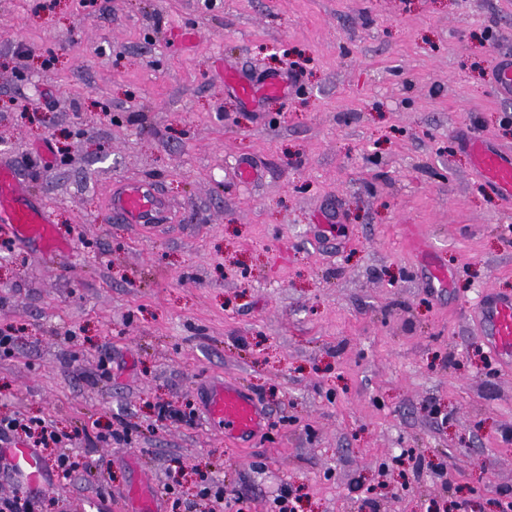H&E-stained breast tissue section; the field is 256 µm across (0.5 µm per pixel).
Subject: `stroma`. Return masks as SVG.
Here are the masks:
<instances>
[{
    "label": "stroma",
    "mask_w": 512,
    "mask_h": 512,
    "mask_svg": "<svg viewBox=\"0 0 512 512\" xmlns=\"http://www.w3.org/2000/svg\"><path fill=\"white\" fill-rule=\"evenodd\" d=\"M507 56L512 0H0V163L67 243L0 223V417L133 428L61 445L85 467L52 512L118 507L139 476L183 512H214L212 481L248 512L284 485L296 512H501L512 366L488 368L472 308L512 293V201L462 140L512 148ZM228 65L296 85L250 105ZM140 179L163 220L107 222L111 186ZM421 242L449 287H428ZM225 378L269 415L250 448L203 415L157 422ZM157 420L161 423L185 424L192 426L195 423L196 411H182L169 402H159L154 405Z\"/></svg>",
    "instance_id": "1"
}]
</instances>
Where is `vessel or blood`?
<instances>
[{
	"mask_svg": "<svg viewBox=\"0 0 512 512\" xmlns=\"http://www.w3.org/2000/svg\"><path fill=\"white\" fill-rule=\"evenodd\" d=\"M237 93L252 100L264 95L286 94L290 80L269 76L260 83L225 73ZM464 148L471 154L477 177L484 188L512 199V152L491 147L484 139L468 137ZM167 208L155 184L145 180L123 183L111 194L109 216L126 224L158 223ZM0 223L8 225L14 236L53 251L62 243L46 207L31 201L28 187L11 168L0 167ZM474 312L482 324L487 348L503 363L512 364V295L485 294ZM203 408L208 419L223 429L224 439L232 444L249 441L267 424L268 416L259 403L230 380L206 384ZM9 459L15 476L14 487L23 492L52 491L53 483L37 449L17 443L0 451ZM125 512H161L158 498L148 481H141L128 493Z\"/></svg>",
	"mask_w": 512,
	"mask_h": 512,
	"instance_id": "vessel-or-blood-1",
	"label": "vessel or blood"
}]
</instances>
